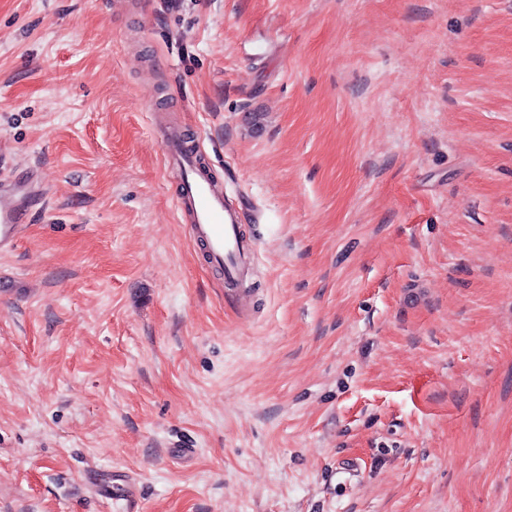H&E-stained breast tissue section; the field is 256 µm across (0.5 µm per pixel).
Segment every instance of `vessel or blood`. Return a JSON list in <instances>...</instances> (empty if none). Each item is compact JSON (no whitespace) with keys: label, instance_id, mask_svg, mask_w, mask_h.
<instances>
[{"label":"vessel or blood","instance_id":"b4317fda","mask_svg":"<svg viewBox=\"0 0 512 512\" xmlns=\"http://www.w3.org/2000/svg\"><path fill=\"white\" fill-rule=\"evenodd\" d=\"M167 166L180 180L177 207L189 224L191 236L203 247L209 264L224 273L227 286L247 279L253 266L256 242L241 229L240 212L224 196L210 168L202 166L183 131L157 125ZM41 183L0 180V252L15 250L23 236V218L33 198L44 195Z\"/></svg>","mask_w":512,"mask_h":512}]
</instances>
